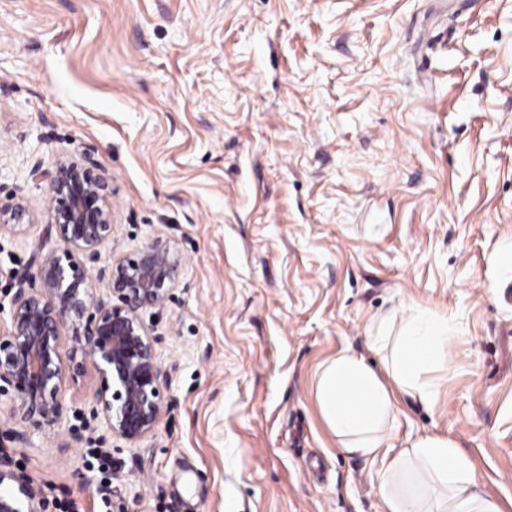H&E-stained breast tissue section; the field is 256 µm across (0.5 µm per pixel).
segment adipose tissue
<instances>
[{"instance_id":"obj_1","label":"adipose tissue","mask_w":512,"mask_h":512,"mask_svg":"<svg viewBox=\"0 0 512 512\" xmlns=\"http://www.w3.org/2000/svg\"><path fill=\"white\" fill-rule=\"evenodd\" d=\"M398 336L379 328L369 336L371 351L382 356V370L363 357L342 353L324 364L316 400L340 448L378 456L390 442L395 392L431 403L438 387L434 373L452 376L448 346L461 330L454 318L417 305ZM387 512H502L478 488L475 466L451 438L425 434L411 442L378 478Z\"/></svg>"}]
</instances>
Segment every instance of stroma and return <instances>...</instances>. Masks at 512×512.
<instances>
[{
    "instance_id": "stroma-1",
    "label": "stroma",
    "mask_w": 512,
    "mask_h": 512,
    "mask_svg": "<svg viewBox=\"0 0 512 512\" xmlns=\"http://www.w3.org/2000/svg\"><path fill=\"white\" fill-rule=\"evenodd\" d=\"M96 149L112 257H181L152 321L168 372L136 446L69 412L0 457L45 512H386L380 471L417 436L454 439L512 512V0H0V300L60 247L52 167ZM455 318L451 380L397 397L392 447L336 446L319 367L413 305Z\"/></svg>"
}]
</instances>
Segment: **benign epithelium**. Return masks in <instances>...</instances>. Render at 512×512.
<instances>
[{
  "instance_id": "7a95c632",
  "label": "benign epithelium",
  "mask_w": 512,
  "mask_h": 512,
  "mask_svg": "<svg viewBox=\"0 0 512 512\" xmlns=\"http://www.w3.org/2000/svg\"><path fill=\"white\" fill-rule=\"evenodd\" d=\"M31 176L47 184L63 249L35 255L27 287L12 296L8 328L0 335V384L17 391L11 434L26 442L30 430L61 424L68 412L63 389L90 362L99 374L93 416L113 438L133 445L155 432L162 411L168 372L145 314L170 299L180 273L178 252L158 236L130 257L103 254L112 235L111 190L93 153L60 160L51 170L36 165ZM23 217L20 204L0 205L1 225L14 226ZM102 283L106 292L100 295ZM67 325L79 346L78 362L63 355ZM0 512H44L27 478L4 460Z\"/></svg>"
}]
</instances>
